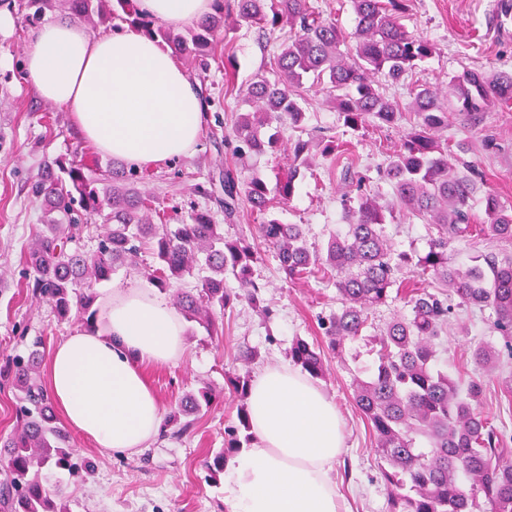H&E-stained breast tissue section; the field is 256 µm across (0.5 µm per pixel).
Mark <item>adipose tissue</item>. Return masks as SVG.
I'll return each mask as SVG.
<instances>
[{"mask_svg":"<svg viewBox=\"0 0 512 512\" xmlns=\"http://www.w3.org/2000/svg\"><path fill=\"white\" fill-rule=\"evenodd\" d=\"M212 0H140L150 17L195 25ZM25 70L36 93L70 112L99 152L138 166L192 153L204 130L199 96L174 56L143 29L90 32L76 21L30 37ZM185 328L171 301L142 287L112 289L99 325L55 346L48 385L64 422L105 453L148 447L162 404L144 374L178 360ZM252 441L224 468L231 512H343L331 472L344 448L335 405L278 363L251 382Z\"/></svg>","mask_w":512,"mask_h":512,"instance_id":"ef3b65f1","label":"adipose tissue"}]
</instances>
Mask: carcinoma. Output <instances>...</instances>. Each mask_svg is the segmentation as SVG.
<instances>
[{"label": "carcinoma", "mask_w": 512, "mask_h": 512, "mask_svg": "<svg viewBox=\"0 0 512 512\" xmlns=\"http://www.w3.org/2000/svg\"><path fill=\"white\" fill-rule=\"evenodd\" d=\"M350 2L356 25L349 52L341 50L349 37L310 0H214L213 12L185 29L144 14L138 0H19V6L30 24L58 12L105 32L114 19L139 26L202 79L224 37L225 15L271 31L288 25L289 38L273 55L269 71L239 90L249 110L239 114L224 144L241 157L275 147L280 131L268 132L275 124L300 128L305 115L298 97L306 79L354 132L371 123L395 125L405 117L400 100L380 91L379 79L405 84L419 63L436 54L437 46L406 31L402 19L410 0ZM410 97L415 122L382 170L392 206L364 192V179H359L356 198L344 203L345 233L330 235L324 247L310 249L302 225L284 224L272 212L293 199L303 177L301 167L309 164L310 139H290L293 164L273 190L259 176L242 179L225 170L219 205L230 222L242 202L264 216L259 238L272 249L287 278L332 275L341 307L321 318L320 326L338 355L362 336L371 308L387 303L393 292L404 296L408 313L374 337L377 360L353 384L355 404L375 434L388 512H474L480 498L487 512H512V436L477 408L484 384L480 370L504 354L512 358V260L490 255L485 265L465 270L448 261V244L476 230L512 241V208L486 191L481 202L487 224L473 227L471 202L481 191L483 177L475 165L458 157L466 153L462 144L451 147L448 139L440 138L450 112H464L476 121L496 106L511 104L512 72L466 70L451 82L446 101L431 86L412 83ZM450 156L457 165L448 163ZM151 177L135 165L103 166L97 160L89 165L76 154L68 162L45 164L29 184L43 210V229L26 258L27 288L34 299L51 304L62 319L75 311L93 327L95 286L110 280L117 267L136 259L148 244L155 260L149 279L163 291L194 275L198 255H204L209 275L196 288L173 294L188 318L210 328L216 314L237 300L261 305L262 285L251 279L252 263L261 252L243 240L224 239L221 225L207 211H194L178 224L154 223L152 214L161 220L165 214L144 189ZM396 210L436 228L427 251L395 252L385 222L386 214ZM97 218L106 224L105 234L96 249L85 251L80 241L87 224ZM404 267L452 287L460 305L490 310L503 349L489 342L476 345L471 352L476 372L450 378L440 367L437 345L453 307L443 292L397 287V274ZM227 273L239 281L240 292L224 288ZM41 346V338H34L28 355L12 357L0 369L18 400L16 425L9 436L0 437V503L8 512H69L43 469L66 471L80 480L94 472L92 462L55 425L53 406L37 374ZM288 358L311 378L323 377L321 352L307 340H293ZM216 400L206 388L188 395L167 420L177 426L171 437L189 434L192 416ZM251 439L248 406L243 405L237 422L224 428V451L214 458L210 472H224L226 453L250 447Z\"/></svg>", "instance_id": "cac0c4a2"}]
</instances>
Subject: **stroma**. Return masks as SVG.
<instances>
[{
	"instance_id": "obj_1",
	"label": "stroma",
	"mask_w": 512,
	"mask_h": 512,
	"mask_svg": "<svg viewBox=\"0 0 512 512\" xmlns=\"http://www.w3.org/2000/svg\"><path fill=\"white\" fill-rule=\"evenodd\" d=\"M407 32L437 44L438 53L422 63L415 78L440 89L468 69L512 71V0H412L404 19ZM31 29L22 21L19 8L0 6V361L24 353L25 338L43 339L42 362H49L57 343L81 328V319L59 321L52 306L32 298L26 287V255L41 228V210L30 196L28 184L44 161L72 157L82 150L86 159L108 157L83 140L69 112L39 98L24 69ZM288 36L278 30L261 36L256 25L239 21L227 32L232 56L229 64L212 63L202 100L206 115L204 134L191 154L154 167L148 190L164 209L185 215L210 211L228 239L258 245L259 217L241 207L237 220L226 223L216 200L222 197L225 168L239 177L260 175L268 186L287 170L284 149L261 155L234 157L224 146L239 112L246 106L235 92H227L225 70L235 74L237 87L247 85ZM300 105L305 113L303 137H330L339 145L330 157L316 156L299 184L295 198L280 217L302 225L309 246H324L334 231L343 227V195L358 177H365L370 194L390 199L391 188L378 170L400 146L398 128L371 125L360 132L347 128L339 113L322 94L303 91ZM452 142L469 147L468 161L485 175V190L512 206V106L485 113L482 123L470 125L456 116L444 132ZM210 182L212 196L195 194L194 183ZM386 231L395 249L420 252L430 233L429 224L413 216L388 219ZM512 258V242L487 238L452 242L448 258L466 267L483 263L485 255ZM254 277L265 283L264 299L274 311L271 322L245 303L236 304L219 318L223 336L212 339L193 320H185L186 350L174 363L145 367L144 373L158 395L164 413L180 400L208 386L221 393L222 403L201 412L192 432L181 439L157 438L140 452L104 454L90 441L71 434L70 443L96 464L94 475L84 483L59 473L52 479L60 498L71 512H229L222 482L211 481L204 463L224 446V429L235 422L238 397L230 378L255 376L267 365L288 360V348L301 337L319 346L326 372L317 385L335 404L345 427V448L336 462L334 478L347 512H387V492L374 453L369 422L352 399L354 374L370 365L374 355L368 336L382 330L393 318L406 314L402 300L392 299L370 310L366 340L350 345L336 356L318 327L319 317L336 312L340 300L332 281L309 278L290 281L278 269L272 252L253 267ZM488 313L455 307L442 339L439 355L450 375L473 371V347L493 340ZM256 350L245 362L243 349ZM512 372V358L502 368L484 374L485 391L480 411L495 425L512 432V396L503 390V371Z\"/></svg>"
}]
</instances>
